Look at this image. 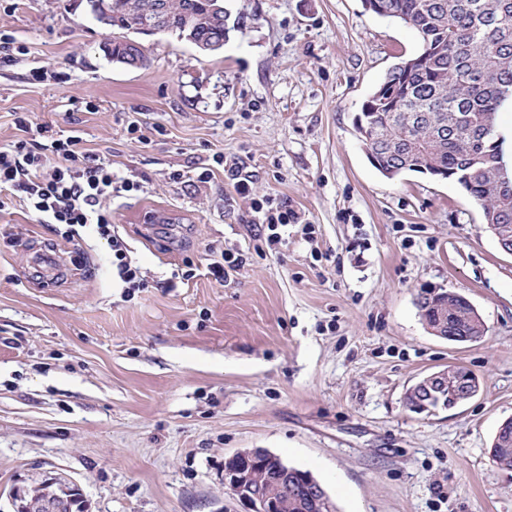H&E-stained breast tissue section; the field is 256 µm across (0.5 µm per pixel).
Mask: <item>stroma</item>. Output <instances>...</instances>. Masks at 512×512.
<instances>
[{
	"label": "stroma",
	"instance_id": "obj_1",
	"mask_svg": "<svg viewBox=\"0 0 512 512\" xmlns=\"http://www.w3.org/2000/svg\"><path fill=\"white\" fill-rule=\"evenodd\" d=\"M224 5L223 52L144 35L149 64L129 68L86 0H0L19 47L0 62V148L74 132L139 182L113 197L112 235L149 283L128 292L92 227L0 211V512L12 486L58 473L89 512H243L222 474L252 448L310 472L337 512H512V469L489 454L512 418V255L454 182L382 176L354 126L415 31L362 0ZM268 201L298 217L272 250ZM39 248L62 259L56 279L33 273ZM225 253L245 262L219 283ZM428 287L468 298L482 341L432 336ZM454 366L476 396L408 409Z\"/></svg>",
	"mask_w": 512,
	"mask_h": 512
}]
</instances>
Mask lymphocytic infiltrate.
<instances>
[{"instance_id": "lymphocytic-infiltrate-1", "label": "lymphocytic infiltrate", "mask_w": 512, "mask_h": 512, "mask_svg": "<svg viewBox=\"0 0 512 512\" xmlns=\"http://www.w3.org/2000/svg\"><path fill=\"white\" fill-rule=\"evenodd\" d=\"M81 142L80 136L70 135L46 143L21 140L0 150V191H10L46 223L92 225L98 237L110 243L117 277L126 287L142 288L138 267L112 238L109 207L113 194L137 190L138 185L116 177L111 164L83 151ZM51 153L62 157L61 165L47 166Z\"/></svg>"}]
</instances>
